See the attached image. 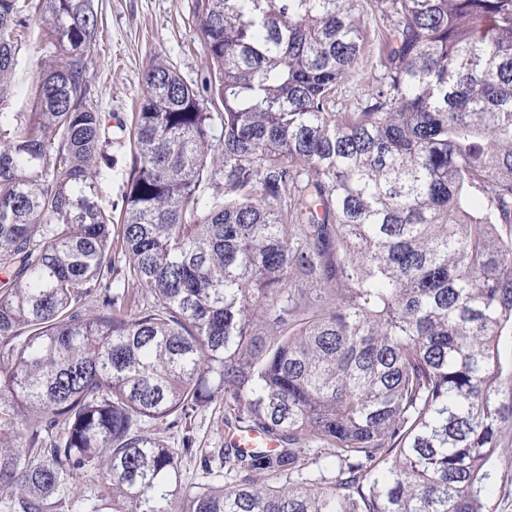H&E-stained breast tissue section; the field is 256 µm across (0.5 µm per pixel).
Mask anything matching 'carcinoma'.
<instances>
[{
	"label": "carcinoma",
	"instance_id": "cac0c4a2",
	"mask_svg": "<svg viewBox=\"0 0 512 512\" xmlns=\"http://www.w3.org/2000/svg\"><path fill=\"white\" fill-rule=\"evenodd\" d=\"M372 5L384 73L333 112L358 0H197L208 96L148 66L114 224L96 201L112 130L87 66L94 0H40L58 55L36 111H0V512H69L86 477L105 490L80 512H493L512 0ZM30 11L0 0V105ZM21 325L37 330L18 343ZM218 399L226 427L278 446L168 444ZM303 437L336 462L319 489ZM188 455L229 482L183 483Z\"/></svg>",
	"mask_w": 512,
	"mask_h": 512
}]
</instances>
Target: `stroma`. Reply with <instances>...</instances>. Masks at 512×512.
Masks as SVG:
<instances>
[{"label": "stroma", "instance_id": "obj_1", "mask_svg": "<svg viewBox=\"0 0 512 512\" xmlns=\"http://www.w3.org/2000/svg\"><path fill=\"white\" fill-rule=\"evenodd\" d=\"M196 0H95L97 40L88 57L96 105L112 125V169L99 185V204L120 218L126 175L132 164L128 141L133 115L143 95V72L149 63L171 66L190 87L197 88L207 73L195 14ZM364 44L357 74L338 88L334 109L359 111L383 72L378 42L383 22L377 12L363 11ZM55 47L41 26H31L17 53L13 93L0 108L7 112L34 111L35 89L42 65ZM190 430L204 448L224 445V406L216 402L199 411Z\"/></svg>", "mask_w": 512, "mask_h": 512}]
</instances>
